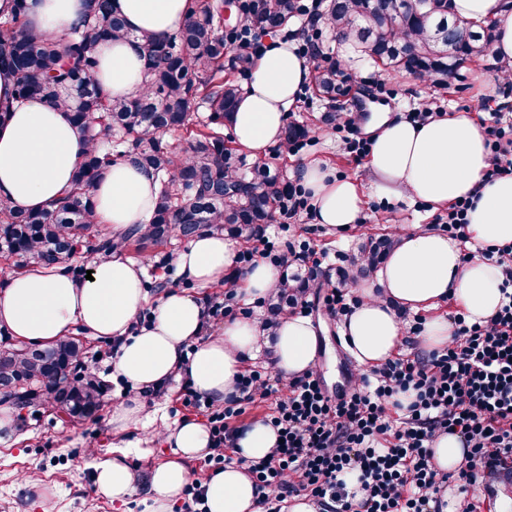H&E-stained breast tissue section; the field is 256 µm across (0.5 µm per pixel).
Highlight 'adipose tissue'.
<instances>
[{"mask_svg": "<svg viewBox=\"0 0 512 512\" xmlns=\"http://www.w3.org/2000/svg\"><path fill=\"white\" fill-rule=\"evenodd\" d=\"M89 0H26V17L35 31L63 33L80 23ZM112 9L130 35L100 43L99 84L103 95L127 98L144 88L140 34H169L185 23L188 0H112ZM449 15L481 19L495 27L490 54L512 59V5L507 0H448ZM308 57L279 37L263 40L237 104L232 129L237 146L263 157L281 141L285 114L311 78ZM0 103L10 115L0 123V197L39 211L67 189L88 149L70 112L38 98L16 100L10 77L0 76ZM367 169L376 190L390 199H421L439 207L472 198L466 231L480 246L512 243V175L491 181L483 174L491 164L479 125L468 114L403 119L381 108L368 125ZM297 174L313 197V223L344 229L360 223L364 195L357 179H341L321 162L301 165ZM159 178L127 157L108 167L90 192L94 224L111 239L123 237L153 212ZM238 248L221 234L189 240L175 255L181 276L199 293L167 289L149 300L144 265L114 250L93 258L91 278L40 266L10 275L0 284V329L19 341L48 344L81 329L114 342L112 379L128 388L112 409L114 434L152 417L145 398L173 378L187 379L197 393L216 401L235 394L247 357L263 345L261 321H234L210 334L202 289L236 280L237 292L253 301L277 288L279 270L265 261L239 269ZM505 280L502 267L482 257L463 261L458 242L429 226L400 232L383 263L355 283L361 302L344 315L341 333L361 367L391 359L402 342L401 316L432 309L452 300L471 321L491 318L499 309ZM275 370L289 379L311 370L318 351V331L307 317L284 315L273 328ZM169 459L150 469L149 512H171L192 478L186 463L205 456L211 434L196 420L164 427L158 434ZM277 433L262 421L240 431L238 459L202 483L204 512H260L258 492L245 473L244 461L265 457ZM93 489L113 501L134 494V476L124 459L97 462Z\"/></svg>", "mask_w": 512, "mask_h": 512, "instance_id": "1", "label": "adipose tissue"}]
</instances>
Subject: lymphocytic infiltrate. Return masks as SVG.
I'll return each instance as SVG.
<instances>
[{"instance_id":"f902f5d3","label":"lymphocytic infiltrate","mask_w":512,"mask_h":512,"mask_svg":"<svg viewBox=\"0 0 512 512\" xmlns=\"http://www.w3.org/2000/svg\"><path fill=\"white\" fill-rule=\"evenodd\" d=\"M482 127L492 156L485 179L512 174V123L494 112ZM481 254L505 268L502 306L481 322L450 316L447 345L428 357L388 360L336 397L314 372L286 380L263 368L246 369L238 396L221 403L185 390L184 406L209 413V462L233 460L237 421L264 404L279 442L248 466L262 512H286L296 496L318 512H439L432 443L444 434L459 435L467 450L458 473L465 490L492 491L512 457V244ZM408 392L412 401L402 403ZM353 472L354 487L346 481Z\"/></svg>"}]
</instances>
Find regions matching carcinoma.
I'll return each mask as SVG.
<instances>
[{
	"label": "carcinoma",
	"mask_w": 512,
	"mask_h": 512,
	"mask_svg": "<svg viewBox=\"0 0 512 512\" xmlns=\"http://www.w3.org/2000/svg\"><path fill=\"white\" fill-rule=\"evenodd\" d=\"M185 25L167 35L145 33L146 88L139 94L112 100L98 92V41L128 36L112 13L111 0H91L81 24L63 38L37 33L27 25L24 0L0 16V73L12 76L17 99L33 96L70 108L89 149L73 182L48 209L30 212L0 198V253L7 266L0 272L30 263L47 269L74 271L76 258H91L118 247L141 252L173 239L191 240L224 231L253 240L274 220L281 193L280 177L265 162L244 168L235 149L224 143L219 128L231 123L241 88L224 80V58L231 43L224 38V0H190ZM300 17L299 0H257L235 29V38L256 40L278 33ZM341 42L349 44L353 61H367L395 74L428 77L444 84L462 64L488 55L490 26L479 20L424 19L403 9V0H329L320 15ZM334 66H315L314 94L336 102L349 91L336 83ZM208 115L197 116L199 107ZM195 126L192 141L179 148L165 136ZM311 128L287 122L282 144L299 143ZM134 156L160 176L159 195L146 225L136 226L115 243L94 229L95 203L88 187L115 160ZM389 238L370 239L363 273H369L392 248ZM82 342L59 340L34 353L0 345V372L13 383L27 404L52 397L55 409L82 420L94 416L99 396L73 384L71 373Z\"/></svg>",
	"instance_id": "carcinoma-1"
}]
</instances>
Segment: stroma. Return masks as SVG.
Returning <instances> with one entry per match:
<instances>
[{"mask_svg": "<svg viewBox=\"0 0 512 512\" xmlns=\"http://www.w3.org/2000/svg\"><path fill=\"white\" fill-rule=\"evenodd\" d=\"M319 40L329 49L333 63L342 67L350 92L341 104H334L303 90L300 99L285 115L286 120L308 124L312 132L306 145L294 155L282 152L280 147L269 149L265 160L273 170L284 177L309 161L319 160L335 168L342 175H355L367 179L366 157L357 156L352 144L366 140L362 126L363 105L381 102L392 111L410 114L419 104H427L433 114L466 112L478 117L488 107L498 106L512 113V92L494 90L485 95L480 78H492L493 61L484 57L460 69L450 85L442 86L411 75L395 76L370 63L345 65L343 54L332 30L319 25ZM353 115L354 130L336 129L333 121L338 112ZM364 221L339 231L312 223L308 210L290 216L276 215L268 225L265 238L276 251H314L319 265L316 281L335 277L337 269L354 270L361 246L368 237L390 234L392 226L406 228L432 226L442 229L448 219L447 210L409 199L389 201L365 193ZM177 245L152 247L144 252L125 249V257L142 263L148 270V290L158 294L160 286L196 291L195 283L180 276L176 269L165 268L161 258L177 252ZM310 319L319 329V347L316 371L328 392H337L347 377L358 372L359 365L339 341L340 319L330 317L320 302H313ZM88 345L96 357L84 361L83 367L92 372L104 390V404L95 418L68 423L46 406L20 411L22 421L19 438L0 439V512H15L16 500H24L26 512H147V485H139L136 495L127 504L118 505L95 494L92 486V465L113 453L112 426L109 422L112 406L122 387L112 380V366L106 355L110 344L104 339H89ZM182 383L174 380L159 396H149V405L158 407V423L173 424L185 419L205 421L204 413L185 407L181 399ZM97 450L87 456V447Z\"/></svg>", "mask_w": 512, "mask_h": 512, "instance_id": "obj_1", "label": "stroma"}]
</instances>
